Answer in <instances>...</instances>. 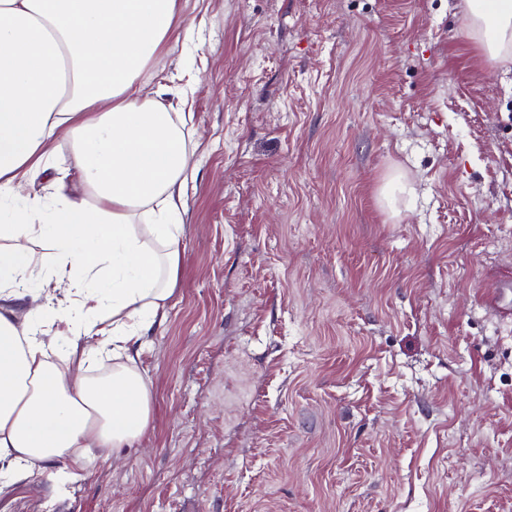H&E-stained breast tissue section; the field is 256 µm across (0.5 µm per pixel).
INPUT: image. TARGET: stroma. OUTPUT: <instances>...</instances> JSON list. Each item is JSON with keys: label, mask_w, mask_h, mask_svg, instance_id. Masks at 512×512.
Returning a JSON list of instances; mask_svg holds the SVG:
<instances>
[{"label": "stroma", "mask_w": 512, "mask_h": 512, "mask_svg": "<svg viewBox=\"0 0 512 512\" xmlns=\"http://www.w3.org/2000/svg\"><path fill=\"white\" fill-rule=\"evenodd\" d=\"M194 88L151 429L0 512H512V61L458 0H181ZM414 196L380 198L391 173Z\"/></svg>", "instance_id": "obj_1"}]
</instances>
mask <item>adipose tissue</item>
Instances as JSON below:
<instances>
[{
  "label": "adipose tissue",
  "instance_id": "obj_1",
  "mask_svg": "<svg viewBox=\"0 0 512 512\" xmlns=\"http://www.w3.org/2000/svg\"><path fill=\"white\" fill-rule=\"evenodd\" d=\"M491 61L512 58V0H461ZM197 27L179 0H0V479L16 485L151 427L135 362L167 318L195 180L190 88L143 93ZM67 139L70 154L57 156ZM76 171L68 185L61 169ZM52 170L50 197L23 194ZM43 300L26 313L32 287ZM115 364L93 380L102 353Z\"/></svg>",
  "mask_w": 512,
  "mask_h": 512
}]
</instances>
